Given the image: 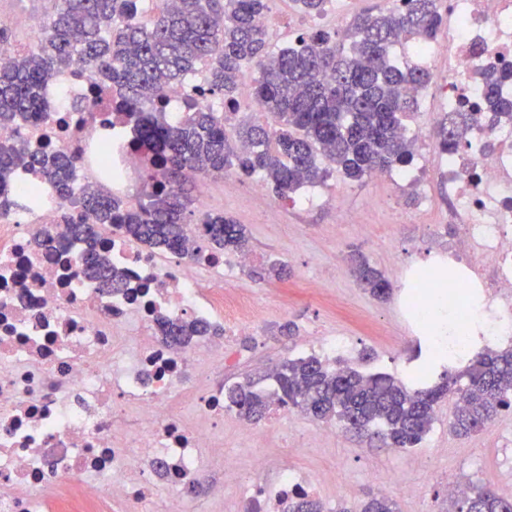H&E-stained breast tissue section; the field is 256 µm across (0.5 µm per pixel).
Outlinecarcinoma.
Listing matches in <instances>:
<instances>
[{"label": "carcinoma", "mask_w": 512, "mask_h": 512, "mask_svg": "<svg viewBox=\"0 0 512 512\" xmlns=\"http://www.w3.org/2000/svg\"><path fill=\"white\" fill-rule=\"evenodd\" d=\"M43 36L9 63L0 65V125L37 122L42 93L52 77L88 72L94 76L77 111L91 112L103 92H112L111 110L133 127L137 148L149 155L144 191L135 203L106 193L75 198L79 157L50 149L25 158L41 183L54 189L62 205L56 243H84L80 274L102 285L122 286L123 272L98 251L101 232L112 225L129 240L156 252L185 254L194 211L192 190L200 174L228 169L270 184L290 199L333 173L361 181L375 171L404 169L414 160L413 141L399 130L418 110L427 69L400 64L391 48L397 35L429 44L447 21L439 0H397L377 13L354 16L343 33L313 29L277 50L270 46L263 19L269 0H163L159 14L147 17L141 0H52ZM311 17L326 14L332 0H293ZM259 73L254 100L269 123L241 120L243 73ZM200 74L197 95L183 100V115L170 112V92ZM512 69L490 76L484 88L488 108L512 120V98L500 94ZM473 113L452 111L436 128L445 151L460 143ZM17 165L13 146L0 142V210H8L10 178ZM207 248L249 249L245 226L222 213L201 214ZM354 273L369 293L382 299L389 283L363 259ZM167 341L188 346L196 337L218 332L197 321L158 322ZM462 369L430 359L429 372L396 378L367 374L345 365L332 368L315 355L287 358L266 374L270 384L253 378L224 387V405L249 422L273 407L297 408L316 420H336L343 429L406 450L422 444L435 422V406L451 387L463 392L451 430L467 436L487 428L501 412L512 410V345L477 346L462 357ZM453 512H512V499L480 483L453 496ZM284 512H330L322 500L302 490L288 496ZM336 512H398L380 492Z\"/></svg>", "instance_id": "1"}]
</instances>
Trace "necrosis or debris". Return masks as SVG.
<instances>
[{
	"label": "necrosis or debris",
	"instance_id": "1",
	"mask_svg": "<svg viewBox=\"0 0 512 512\" xmlns=\"http://www.w3.org/2000/svg\"><path fill=\"white\" fill-rule=\"evenodd\" d=\"M448 40L416 52L432 65L447 58L436 88L449 105L478 103L482 78L512 64V0H448ZM92 77L82 73L46 89L34 124L0 126V141L21 153L39 147L81 152L77 193H120L143 171L130 126L108 127L105 113H75ZM60 204L49 187L30 204L0 213V512H131L164 494L179 512L203 470V454L223 455L212 428L229 410L220 383L200 388L204 360L223 354L225 338L252 333L255 300L224 286L253 254L194 259L202 225L189 234L188 254L162 256L117 228L102 235L103 252L124 272L127 286L107 291L77 272L81 248L49 243ZM448 221L455 236L448 257L462 267L448 301L461 289L482 299L489 322L484 343L512 339V122L479 112L459 149L448 157ZM220 325L224 333L191 348L161 340L159 317ZM195 396L198 417L176 412ZM249 484V512H280L281 496L327 487L328 477H302L280 467L276 492L251 480L233 462L212 483L216 506L228 486Z\"/></svg>",
	"mask_w": 512,
	"mask_h": 512
}]
</instances>
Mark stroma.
<instances>
[{"instance_id": "1", "label": "stroma", "mask_w": 512, "mask_h": 512, "mask_svg": "<svg viewBox=\"0 0 512 512\" xmlns=\"http://www.w3.org/2000/svg\"><path fill=\"white\" fill-rule=\"evenodd\" d=\"M50 7L49 0H0V23L11 29L15 43L23 49L36 36L15 27L14 16H40ZM267 18L276 46L322 24L321 19L298 12L293 0H272ZM427 180L431 202L425 207L415 204L407 189L370 176L360 182L335 177L302 189L292 199L270 193L263 207L251 202L247 177H238V191L232 195L225 193L220 182L209 181L205 210L245 224L257 263L279 261L287 267L284 274L260 278L247 270L232 282V289L253 292L259 321L253 334L235 340L239 365L216 370V377L231 382L260 375L282 358L317 352L332 336L350 339V360L370 354L366 370L403 377L413 366L419 346L403 309L406 272L421 270L435 259L447 249L453 233L448 225V186L434 171ZM355 253L389 280L393 288L389 299H375L361 286L352 272ZM289 322L295 330L288 338L278 328ZM452 406L449 396L439 402L437 420L423 446L410 451L381 450L339 430L331 438L319 439L324 423L297 412L289 413L284 421H260L246 442L234 416H227L216 431L224 441V455L206 459L205 471L184 512H211L210 483L223 477L225 460L247 473L259 453L268 460L260 479L271 488L286 456L302 474L335 473L336 491L323 493L330 510L374 488V481L366 476L373 462L391 479L388 494L399 512H449L442 477L450 472L462 484L473 481L499 490L512 483V413L501 414L486 431L458 437L448 429ZM401 473L412 484V491L394 484V477Z\"/></svg>"}]
</instances>
